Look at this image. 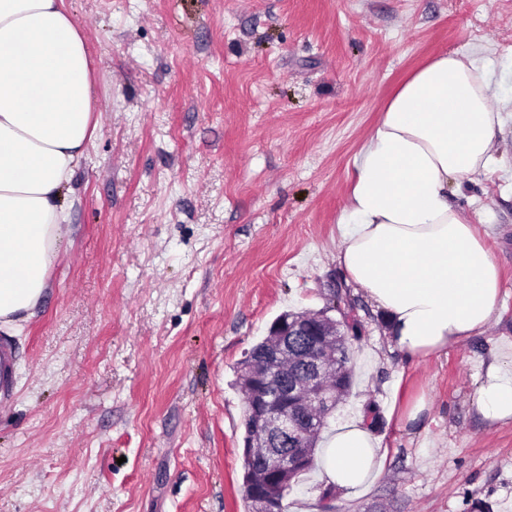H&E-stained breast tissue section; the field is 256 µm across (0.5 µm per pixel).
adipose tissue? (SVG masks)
<instances>
[{"label":"adipose tissue","mask_w":512,"mask_h":512,"mask_svg":"<svg viewBox=\"0 0 512 512\" xmlns=\"http://www.w3.org/2000/svg\"><path fill=\"white\" fill-rule=\"evenodd\" d=\"M493 74L443 53L386 105L356 164L337 260L380 310L407 359L447 354L485 335L500 267L449 200L448 183L490 172L505 117ZM93 61L65 0H0V330L30 316L69 233L65 189L98 132ZM485 420H512V362L487 367L473 397ZM387 451L360 418L325 436L322 478L353 493Z\"/></svg>","instance_id":"adipose-tissue-1"}]
</instances>
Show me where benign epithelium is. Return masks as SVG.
Instances as JSON below:
<instances>
[{"label": "benign epithelium", "instance_id": "1", "mask_svg": "<svg viewBox=\"0 0 512 512\" xmlns=\"http://www.w3.org/2000/svg\"><path fill=\"white\" fill-rule=\"evenodd\" d=\"M321 320L318 326L296 315L277 318L270 328L274 342L250 379L246 423L263 439L262 470L271 486L307 465L311 434L336 411L335 399L323 388L330 370L327 354L338 335V357H345L349 344L336 321L325 315Z\"/></svg>", "mask_w": 512, "mask_h": 512}]
</instances>
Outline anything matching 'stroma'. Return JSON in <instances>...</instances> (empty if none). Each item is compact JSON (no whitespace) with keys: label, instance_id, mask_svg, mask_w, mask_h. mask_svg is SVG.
<instances>
[{"label":"stroma","instance_id":"stroma-1","mask_svg":"<svg viewBox=\"0 0 512 512\" xmlns=\"http://www.w3.org/2000/svg\"><path fill=\"white\" fill-rule=\"evenodd\" d=\"M94 61L100 132L72 231L15 334L0 399V512H247L236 366L281 313L355 320L354 384L387 455L365 491L303 475L288 512H512V421L479 417L512 354V119L495 173L450 181L491 228L486 335L408 362L336 260L354 160L400 84L458 52L512 110V0H66ZM425 392L400 428L394 401ZM431 410V401L425 394L409 398L400 408L397 415L398 423L403 428H416L424 423Z\"/></svg>","mask_w":512,"mask_h":512}]
</instances>
